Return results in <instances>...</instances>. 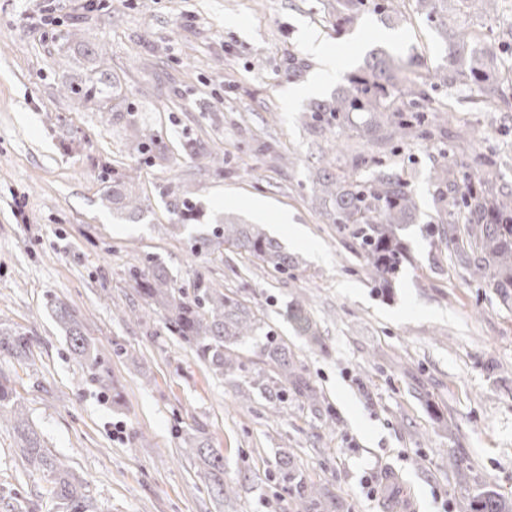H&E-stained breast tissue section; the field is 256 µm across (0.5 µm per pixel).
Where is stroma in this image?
Returning <instances> with one entry per match:
<instances>
[{"mask_svg": "<svg viewBox=\"0 0 512 512\" xmlns=\"http://www.w3.org/2000/svg\"><path fill=\"white\" fill-rule=\"evenodd\" d=\"M398 4L390 22L365 5L338 33L336 0H0V326L34 338L29 357L0 360V373L45 447L84 480L88 512H300L279 471L285 452L333 512H472L488 489L512 500V304L428 240L442 219L429 172L454 124L412 133L391 152L359 143L366 168L410 181L420 210L397 232L410 259L384 296L370 288L349 232L321 215L318 150L333 130L307 125L308 99H285L317 78L320 99L330 98L374 50L445 65L434 23L414 0ZM448 16L512 44V0L482 17L449 0ZM308 34L335 53L338 78L323 79V61L305 53ZM91 46L106 50L129 111L112 113L108 99L81 107L64 93L94 70ZM474 93L440 86L429 97L479 129L474 153L490 156L510 186L512 112L471 103ZM154 132L165 155L137 149ZM194 147L218 153L220 167H199ZM128 172L148 202L137 220L101 200ZM174 195L202 215L171 235ZM256 200L264 210L253 211ZM226 218L263 225L293 266L277 272L217 242L193 254L195 239ZM294 224L319 253L294 244ZM153 256L186 296L202 280L246 300L318 404L291 386L276 417L260 393L239 401L246 377L212 375L130 288L131 271ZM298 299L318 344L285 317ZM53 301L75 310L120 403L71 353ZM198 430L224 454L231 491L220 503L187 441ZM452 455L462 468L449 465ZM4 505L65 512L6 422Z\"/></svg>", "mask_w": 512, "mask_h": 512, "instance_id": "stroma-1", "label": "stroma"}]
</instances>
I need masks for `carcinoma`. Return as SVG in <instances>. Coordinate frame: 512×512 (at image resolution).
<instances>
[{"label":"carcinoma","mask_w":512,"mask_h":512,"mask_svg":"<svg viewBox=\"0 0 512 512\" xmlns=\"http://www.w3.org/2000/svg\"><path fill=\"white\" fill-rule=\"evenodd\" d=\"M447 0H415L416 10L436 24L446 44L448 65L437 67L422 77L418 85L408 72L413 62L406 64L390 54L378 50L370 54L360 71L346 77L329 100L309 104L308 119L314 125L344 127L361 116L356 132L360 139L388 144L400 141L409 131L428 121L424 102L428 96L425 86L436 88L457 84L474 86L489 101L501 103L512 110V93L490 69L496 59L495 47L478 40L467 41L468 32L462 28L448 33L445 7ZM365 6L364 0H336V23L350 24ZM95 69L86 83H74L67 88L77 101H90L110 85L111 73L106 60ZM477 141L473 127L463 125L453 145V152L466 153ZM338 147L331 154L321 156L319 190L322 196V215L341 229L350 232L357 251L364 261L369 283L380 293H389L408 253L397 238L399 226L413 224L418 219L416 194L409 181L397 173L372 171L361 177L336 171ZM483 170L474 175L475 182L459 191L458 172L453 161L442 157L433 165L429 180L435 186L436 201L448 216V223L429 233L438 236V243L456 247L455 254L464 257L474 280L487 288H512V189L499 185L494 162L483 159ZM130 175H122L107 187L103 200L132 215L143 211L144 201L131 195L127 182ZM170 211L178 223L166 227L174 234L182 225L199 216L197 205L188 199L174 200ZM222 240L237 253L252 257L275 271H286L293 263L282 246L267 236L259 224H237L229 219L213 225L211 237L196 240L195 249H208L212 239ZM132 285L149 307L162 313L164 325L174 336L192 348L206 367L215 375L239 376L246 371L245 364L234 349L256 336L264 335L257 344L259 354L272 368L270 384L280 377L294 375V385L311 404L318 402L317 394L294 374L295 363L288 356V347L272 331L262 332V325L250 306L232 298L217 288L199 281L197 293L189 298L173 287L164 261L149 260L147 269L131 275ZM54 314L69 338L73 351L85 361L91 380H99L98 357L82 332V325L69 306L54 303ZM288 320L309 334L312 325L302 303L288 309ZM32 337L21 328L0 327V358L27 357ZM270 384H261L270 412L279 413L283 391L273 390ZM14 426L19 452L34 470L43 474L52 485V493L65 505L85 507L86 496L82 481L75 476L62 459L43 447L38 434L29 424L24 406L14 393L9 379L0 375V422ZM192 445L204 467V477L211 491L224 497V456L213 447L204 433L192 435ZM280 471L283 480L298 490L302 512H327L321 492L305 482L294 471L288 454L281 456ZM475 512H512V501H506L488 490L474 505Z\"/></svg>","instance_id":"1"}]
</instances>
